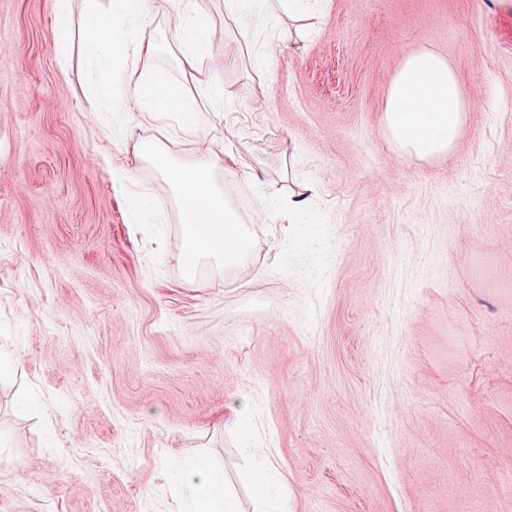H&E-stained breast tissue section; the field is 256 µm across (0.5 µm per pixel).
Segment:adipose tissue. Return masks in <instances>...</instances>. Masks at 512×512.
I'll return each instance as SVG.
<instances>
[{
  "instance_id": "adipose-tissue-1",
  "label": "adipose tissue",
  "mask_w": 512,
  "mask_h": 512,
  "mask_svg": "<svg viewBox=\"0 0 512 512\" xmlns=\"http://www.w3.org/2000/svg\"><path fill=\"white\" fill-rule=\"evenodd\" d=\"M320 0H224V12L241 37H249L269 22L287 16V35L311 31L319 17ZM155 17L154 10L134 6L133 0H111L108 13L89 10L85 33L89 46L111 52L117 34L125 29L140 35L124 47L127 63L120 74L123 109L134 113L139 125L154 126L167 113L192 124L195 96L211 88L213 76L203 64L202 41L210 27L198 14L181 9L178 27L189 43L179 54L180 81H171L153 63L156 47L143 37ZM469 104L458 79L442 56L425 49L405 54L395 71L383 102L380 122L388 140L401 155L433 161L451 154L464 131ZM134 157L149 160L170 184L181 223L186 224L183 263L195 269L206 258L234 270L244 267L253 252L251 230L234 196L219 178L223 164L213 142L200 141L195 153L172 161L159 140H135ZM177 480L187 487L190 502H179L177 512H240L224 475L202 460H185L176 468ZM262 492L260 512H286L288 480L270 456H263L252 475Z\"/></svg>"
}]
</instances>
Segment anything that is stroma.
Returning a JSON list of instances; mask_svg holds the SVG:
<instances>
[{
    "instance_id": "1",
    "label": "stroma",
    "mask_w": 512,
    "mask_h": 512,
    "mask_svg": "<svg viewBox=\"0 0 512 512\" xmlns=\"http://www.w3.org/2000/svg\"><path fill=\"white\" fill-rule=\"evenodd\" d=\"M88 0H0V512H170L176 460L223 469L243 512L253 451L288 474L289 512H512V15L490 0H327L318 30L232 41L224 0L198 117L138 127L91 61ZM158 67L181 38L158 15ZM444 55L470 103L457 149L395 153L379 122L407 51ZM171 134L252 155L229 169L305 193L251 224L245 267L178 262L171 190L125 145ZM153 192L133 224L112 169ZM248 397L250 425L222 429Z\"/></svg>"
}]
</instances>
